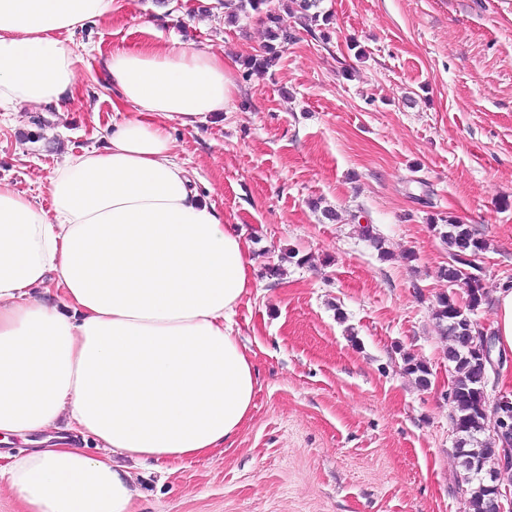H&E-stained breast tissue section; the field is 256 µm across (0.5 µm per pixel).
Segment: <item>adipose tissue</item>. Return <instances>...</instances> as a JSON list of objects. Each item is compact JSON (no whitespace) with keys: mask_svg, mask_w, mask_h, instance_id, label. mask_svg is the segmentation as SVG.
<instances>
[{"mask_svg":"<svg viewBox=\"0 0 512 512\" xmlns=\"http://www.w3.org/2000/svg\"><path fill=\"white\" fill-rule=\"evenodd\" d=\"M115 0H0V102L61 108L71 41ZM103 80L132 114L67 154L50 208L0 178V437L64 422L104 453L50 445L0 466L28 512H135L125 461L223 451L250 418L253 350L232 316L251 244L205 201L169 124L224 111L223 55L179 41L112 49Z\"/></svg>","mask_w":512,"mask_h":512,"instance_id":"1","label":"adipose tissue"}]
</instances>
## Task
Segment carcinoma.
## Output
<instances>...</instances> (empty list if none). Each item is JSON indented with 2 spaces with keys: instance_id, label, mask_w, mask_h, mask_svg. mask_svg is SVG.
<instances>
[{
  "instance_id": "obj_1",
  "label": "carcinoma",
  "mask_w": 512,
  "mask_h": 512,
  "mask_svg": "<svg viewBox=\"0 0 512 512\" xmlns=\"http://www.w3.org/2000/svg\"><path fill=\"white\" fill-rule=\"evenodd\" d=\"M290 15L303 20L305 25L318 21L319 14L313 12L316 0H292ZM271 40L286 44L291 39L285 17L277 12H266ZM277 58L273 47H268L265 55L249 57L244 65L250 71H264ZM440 238L448 245V265L439 270V276L451 286L459 285L461 279L459 267L470 264L468 257L477 256L486 250V242L478 238L467 224L450 221L438 228ZM476 297L473 302L462 307L452 295L437 298L433 308V317L440 334L448 338V363L450 369L448 403L452 407L450 420L458 434L456 454L461 466L467 472L465 483L469 485L472 512H497L493 490L487 483L478 479L477 463L494 454L495 448L486 438L490 434L492 416L497 407L488 401L486 387L492 368L481 361V349L475 345V335L480 325L470 318V313L483 302L484 293L481 284L474 288ZM406 371L416 376L417 384L426 388L431 384V371L421 360L404 358Z\"/></svg>"
}]
</instances>
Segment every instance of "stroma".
Instances as JSON below:
<instances>
[{"mask_svg": "<svg viewBox=\"0 0 512 512\" xmlns=\"http://www.w3.org/2000/svg\"><path fill=\"white\" fill-rule=\"evenodd\" d=\"M166 4L118 0L77 30L92 54L63 111L0 105V178L47 207L64 155L121 118L98 53L181 40L238 64L226 112L171 128L204 197L252 244L254 284L232 320L256 353L255 406L224 452L132 466L136 512H471L432 317L449 291L434 226L485 240L474 318L493 329L512 284V0H320L321 21L295 25L252 75L241 62L264 51L263 15ZM408 356L429 366V388Z\"/></svg>", "mask_w": 512, "mask_h": 512, "instance_id": "1", "label": "stroma"}]
</instances>
